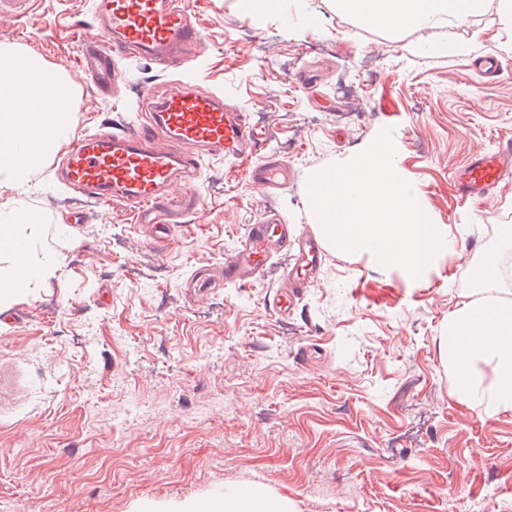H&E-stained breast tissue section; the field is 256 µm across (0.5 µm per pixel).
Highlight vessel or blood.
Returning <instances> with one entry per match:
<instances>
[{
  "mask_svg": "<svg viewBox=\"0 0 512 512\" xmlns=\"http://www.w3.org/2000/svg\"><path fill=\"white\" fill-rule=\"evenodd\" d=\"M91 6L101 27L99 34L84 40L80 64L104 91L123 75L116 55H147L177 68L202 40L186 0H92ZM139 98L148 110L144 122L130 131H103L76 144L64 158L60 176L74 189L133 208L141 223L169 224L178 211L200 205L195 181L203 160L218 157L236 163L250 155L255 134L245 113L198 84L173 82L160 97L145 87ZM249 175L254 183L272 188L285 184L288 167L270 161L252 167ZM511 177L508 142L496 152L475 154L455 182L462 200L481 204ZM177 181L183 192L174 209L167 189ZM277 246L295 252L290 287L271 302L276 313L284 314L323 261L316 237H290L287 226L273 219L255 225L225 257L224 279L242 283L256 278Z\"/></svg>",
  "mask_w": 512,
  "mask_h": 512,
  "instance_id": "b4317fda",
  "label": "vessel or blood"
}]
</instances>
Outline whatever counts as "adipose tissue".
Returning a JSON list of instances; mask_svg holds the SVG:
<instances>
[{"instance_id": "adipose-tissue-1", "label": "adipose tissue", "mask_w": 512, "mask_h": 512, "mask_svg": "<svg viewBox=\"0 0 512 512\" xmlns=\"http://www.w3.org/2000/svg\"><path fill=\"white\" fill-rule=\"evenodd\" d=\"M339 9L356 17L379 18L397 27L421 28L452 16L465 18L483 0H336ZM44 85L53 94L52 112L38 101H23L25 84ZM73 84L41 59L0 49V181L29 184L51 155L63 147L72 131ZM38 229L32 215L0 211V311L21 300L25 288L14 285L17 259H24L27 285L50 274L47 260L31 250ZM501 275L498 252L487 251L483 262L486 283L477 298L462 303L448 317L439 339V352L454 376L453 398L493 416L512 411V300L496 296ZM137 512H294L288 496L261 482L228 483L222 492L162 505L140 503Z\"/></svg>"}]
</instances>
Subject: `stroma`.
Wrapping results in <instances>:
<instances>
[{
  "instance_id": "obj_1",
  "label": "stroma",
  "mask_w": 512,
  "mask_h": 512,
  "mask_svg": "<svg viewBox=\"0 0 512 512\" xmlns=\"http://www.w3.org/2000/svg\"><path fill=\"white\" fill-rule=\"evenodd\" d=\"M203 34L180 77L245 112L257 133L247 165L287 162V184L256 186L247 166L202 164L199 210L165 232L118 203L69 189L50 158L28 188L0 182V210L35 217L54 269L0 312V512H135L268 482L295 512H512V412L486 416L452 397L438 355L448 315L475 296L485 248L512 225V180L487 203L459 199L453 176L477 152L512 142V18L486 0L469 18L400 29L289 0L293 22L240 0H189ZM317 17L318 32L299 17ZM90 0H37L0 19V46L33 54L74 86L72 138L139 121L141 86L172 76L122 56L123 85L102 94L80 75ZM316 84H301L307 70ZM392 128L397 163L455 252L419 279L366 253L326 248L287 317L269 307L289 254L255 280L194 296L253 225L276 212L318 234L310 175L349 161ZM502 487L487 496L488 486Z\"/></svg>"
}]
</instances>
